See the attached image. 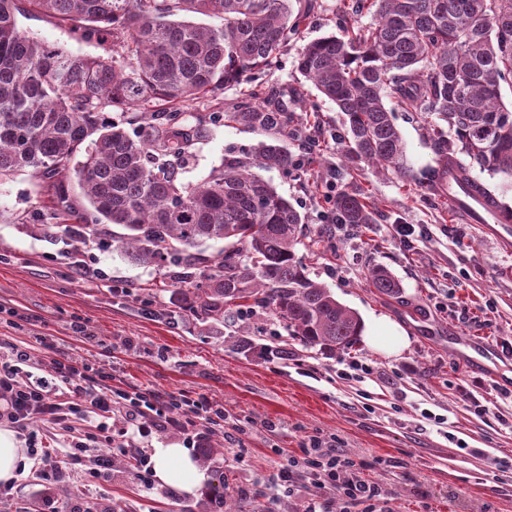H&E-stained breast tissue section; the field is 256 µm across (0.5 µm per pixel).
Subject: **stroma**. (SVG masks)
Instances as JSON below:
<instances>
[{"instance_id": "obj_1", "label": "stroma", "mask_w": 512, "mask_h": 512, "mask_svg": "<svg viewBox=\"0 0 512 512\" xmlns=\"http://www.w3.org/2000/svg\"><path fill=\"white\" fill-rule=\"evenodd\" d=\"M343 3L293 4L306 15L301 34L261 81L279 92L304 127L301 138L288 143L300 167L265 177L313 228L328 222L329 202L339 191L375 202L377 223L358 231L333 225L318 249L299 254L310 278L364 325L389 319L408 336V347L389 356L360 340L327 354L286 340L271 314L256 309L243 320L256 348L239 354L235 327L214 329L176 307L160 267L135 264L113 246L94 252L104 279L77 276L71 265L81 247L77 238L49 237L20 223L45 195L38 178L16 174L0 182V346L27 348L35 375L53 378L54 360L70 353L111 372L113 389L184 393L223 406L225 421L143 437L127 429L125 409L117 407L110 421L120 433L114 446L91 444L80 463L48 487L24 472L9 495H0V512H60L64 506L109 512L115 503L124 512H201L203 495L183 498L159 482L145 483L135 465L162 446L198 455L208 439L224 447V512H304L311 499L324 512H340L329 490L308 483L291 496L275 484L282 467L302 458L312 434L362 462L363 476L379 484L391 512H512V389L503 384L512 379V358L492 363L473 349L512 343V237L459 216L447 194L392 173H347L336 145L342 114L295 69L303 45L336 31ZM17 24L75 55L103 52L45 15L23 13ZM397 125L411 169L420 175L434 167L425 119L401 112ZM264 137L240 125H211L192 146L184 179L202 181L225 153ZM403 225L411 228L410 238L399 236ZM375 265L401 281V298L372 288ZM75 320L88 325L93 341L72 333ZM265 345L287 346L293 356L269 359ZM351 361L369 365L371 374L339 378ZM473 397L488 402V414L470 410ZM101 454L111 457L110 468H98Z\"/></svg>"}]
</instances>
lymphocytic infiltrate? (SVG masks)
<instances>
[{"mask_svg":"<svg viewBox=\"0 0 512 512\" xmlns=\"http://www.w3.org/2000/svg\"><path fill=\"white\" fill-rule=\"evenodd\" d=\"M29 360L26 348L19 346L10 347L6 359L0 360V419L23 428L31 420L42 418L70 433L69 450L63 459L37 439L29 441L30 454L36 460V477L46 485L61 477L66 462L80 460L91 432H98L102 441H110L108 421L118 405L127 406L130 424L144 436L168 428H188L196 416L205 417L213 424L224 419L221 409L182 393L170 395L161 402L148 392L131 395L113 390L110 375L104 368L77 364L65 353L55 362L57 378L68 384L72 393L71 401L63 406L50 398L46 380L34 378L27 371ZM76 419L87 423L86 431L74 432L72 422ZM300 467L315 484L334 491L343 505L342 512H352L353 507L378 501L380 497L378 486L362 477L361 463L338 453L320 436H310L302 462H289L279 470L278 485L289 493L299 492L296 470Z\"/></svg>","mask_w":512,"mask_h":512,"instance_id":"1","label":"lymphocytic infiltrate"}]
</instances>
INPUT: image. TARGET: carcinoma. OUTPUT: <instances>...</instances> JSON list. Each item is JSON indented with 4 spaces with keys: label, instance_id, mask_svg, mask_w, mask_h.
<instances>
[{
    "label": "carcinoma",
    "instance_id": "carcinoma-1",
    "mask_svg": "<svg viewBox=\"0 0 512 512\" xmlns=\"http://www.w3.org/2000/svg\"><path fill=\"white\" fill-rule=\"evenodd\" d=\"M21 10L58 19L108 54L77 56L29 36L16 22ZM365 10L375 16L369 25L357 21ZM344 13L339 32L301 48L296 70L344 114L345 166L416 181L386 103L393 99L434 118L429 186L446 179L501 205L472 170L512 178V109L501 103V83L512 81V0H352ZM196 15L223 24L187 20ZM297 35L291 0H0V180L28 171L42 181L55 220L40 225L43 234L77 227L85 245L116 241L133 261L166 267L178 302L203 322L222 325L231 313L261 308L305 347L348 348L362 335L359 315L310 279L297 254L306 238L311 247L328 240L331 228L310 230L260 174L297 169L284 144L297 137L295 117L256 82ZM242 84L250 85L247 102L213 120L270 137L224 156L203 182L183 181L176 161L207 121L184 125L172 108ZM141 100L155 110L131 133L112 113ZM71 171L86 201L80 207ZM331 213L332 223L353 226L378 216L354 191L338 193ZM208 241L224 242L218 256L190 252ZM369 278L379 294L400 297L386 267H372ZM226 489L218 469L205 506L223 508Z\"/></svg>",
    "mask_w": 512,
    "mask_h": 512
}]
</instances>
